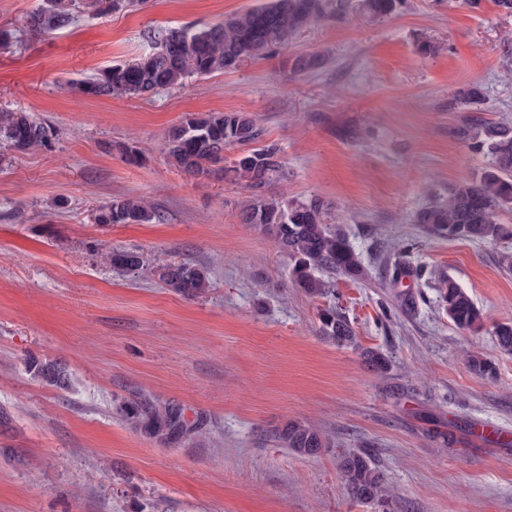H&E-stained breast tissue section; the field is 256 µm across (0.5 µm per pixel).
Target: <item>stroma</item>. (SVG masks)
Instances as JSON below:
<instances>
[{"label":"stroma","instance_id":"1","mask_svg":"<svg viewBox=\"0 0 512 512\" xmlns=\"http://www.w3.org/2000/svg\"><path fill=\"white\" fill-rule=\"evenodd\" d=\"M260 2L148 0L29 36L21 27L42 0H0V29L18 33L0 46V110L58 130L52 150L0 151V512H512V355L493 335L512 323V271L500 264L512 239H448L412 221L488 163L453 134L463 119L455 90L480 84L484 119L512 121V14L494 0H406L380 21L313 24L179 90L120 99L63 88L141 55L150 29L208 26ZM425 41L438 52L421 54ZM309 54L323 66L294 72ZM231 111L254 114L279 144L288 177L274 193L331 203L365 279L335 276L327 295H305L274 240L240 223L243 186L167 164L171 126ZM122 143L141 165L127 163ZM124 195L153 203L160 221L93 223L96 206ZM112 248L140 251L144 268L101 263ZM400 258L421 277L393 281ZM157 259L197 265L210 291L189 299L165 288ZM444 276L480 308L481 329L448 319ZM406 291L408 311L398 305ZM330 306L354 343L321 335ZM367 349L390 357L408 393L387 392ZM473 356L493 374L476 375ZM36 362L65 365L69 387L47 384ZM144 401L175 407L206 436L163 444L135 430L124 409ZM291 421L317 427L328 447L283 448L274 433ZM352 449L384 473L387 508L344 492L337 462Z\"/></svg>","mask_w":512,"mask_h":512}]
</instances>
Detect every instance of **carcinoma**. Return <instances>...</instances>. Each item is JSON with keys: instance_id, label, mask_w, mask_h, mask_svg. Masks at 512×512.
I'll use <instances>...</instances> for the list:
<instances>
[{"instance_id": "cac0c4a2", "label": "carcinoma", "mask_w": 512, "mask_h": 512, "mask_svg": "<svg viewBox=\"0 0 512 512\" xmlns=\"http://www.w3.org/2000/svg\"><path fill=\"white\" fill-rule=\"evenodd\" d=\"M146 0H43L29 14L25 28L33 35L50 34L73 25L78 14H113L141 8ZM405 0H262L244 13L195 28L168 27L148 35L149 51L140 57L93 71L67 87L87 97L142 98L159 89H180L192 77L233 71L245 61L266 55L288 43L313 22H341L359 13L375 21L389 17ZM478 83L462 86L454 105L463 112H478L484 103ZM454 135L471 149L489 158L488 166L474 180L454 184L448 197L430 202L414 222L428 233L471 241H497L512 237V227L498 220V210L512 205V123L464 119ZM58 137L56 127L22 110H0V149L19 152L50 150ZM263 131L247 112L188 113L169 128L163 154L168 164L190 174L216 176L240 183L249 191L239 210V220L270 234L288 257L289 281L310 297L329 292L321 274L354 280L365 276L359 254L345 231L332 223V206L319 196L288 199L269 191L286 176L281 150L275 143H261ZM245 148L224 164V149ZM94 223L150 224L159 220L157 208L142 197L124 196L97 206ZM102 261L120 271L139 270L144 256L129 249L112 248ZM156 276L172 291L200 298L211 288L207 274L188 262H169L155 268ZM442 306L462 330H478L483 316L469 293L454 279H443ZM320 332L338 344L350 343L354 330L334 308L322 310ZM494 336L500 348L512 353V323L499 324ZM365 357L383 378H389L391 360L383 352L368 350ZM36 374L50 385L62 386L67 370L54 363L36 366ZM124 418L134 428L162 441H180L191 433L181 414L173 409L132 405ZM280 444L298 455H312L328 441L309 424L289 423L275 433ZM344 491L356 501L388 502L384 476L365 452L347 451L339 460Z\"/></svg>"}]
</instances>
